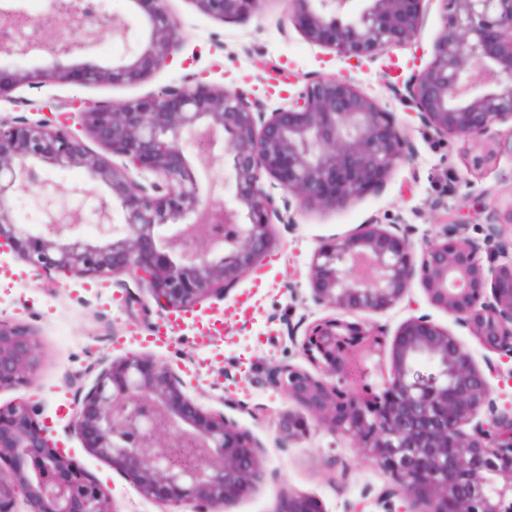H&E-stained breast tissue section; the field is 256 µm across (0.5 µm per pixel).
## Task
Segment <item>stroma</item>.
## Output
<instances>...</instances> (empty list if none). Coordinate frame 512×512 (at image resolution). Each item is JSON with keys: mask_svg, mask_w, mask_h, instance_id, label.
Returning a JSON list of instances; mask_svg holds the SVG:
<instances>
[{"mask_svg": "<svg viewBox=\"0 0 512 512\" xmlns=\"http://www.w3.org/2000/svg\"><path fill=\"white\" fill-rule=\"evenodd\" d=\"M182 25L183 47L176 61L136 85L20 87L0 101V117H30L33 102L56 104L55 125L81 133L77 113L62 111L72 99L101 102L137 98L177 83L187 74L229 88L255 91L269 108L287 105L312 78L349 74L358 87L400 116L415 153L398 165L385 188L353 200L345 208L306 212L294 225H278L279 242L257 273L244 277L223 301L208 299L203 308L216 311L226 331L209 347L196 349V325L182 326L173 345L158 348L144 338L162 320L155 303L135 287H117L112 278L83 277L56 281L35 276L13 252L0 250V318L32 327L42 360L31 395L46 416L60 420L71 413L76 386L91 385L88 366L99 356L118 359L135 351L166 359L182 377L186 394L202 409L241 404L237 418L264 445V480L247 495L227 504L224 512H274L284 492L318 497L326 512H348L358 503L374 504L393 485L391 475L358 454L348 439L312 429L287 448L275 445L277 418L295 403L267 385L269 370L292 364L310 370L298 342L288 335L298 321L313 322L331 311L316 306L307 273L320 240L345 236L358 225H413L415 240L436 236L441 225L463 218L471 237L484 239L488 224L512 209V152L494 139L482 142L454 138L435 142L418 119L406 114L388 85L422 70L424 58L408 48H389L374 59L345 63L333 52L309 44L294 28H280L283 0H264L258 17L221 22L197 12L192 0H170ZM410 301L361 320L394 335L407 319L428 315L436 325L454 328L452 315L432 305L422 288L410 290ZM78 461L109 491L119 512H164L144 499L120 473L86 452L77 438L67 439Z\"/></svg>", "mask_w": 512, "mask_h": 512, "instance_id": "1", "label": "stroma"}]
</instances>
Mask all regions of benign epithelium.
<instances>
[{
  "mask_svg": "<svg viewBox=\"0 0 512 512\" xmlns=\"http://www.w3.org/2000/svg\"><path fill=\"white\" fill-rule=\"evenodd\" d=\"M168 0H132L145 13L140 28L105 9L80 25L61 0H46L53 28L39 43L0 37V55H44L35 69L0 70V100L15 89L78 82L84 86L140 84L170 64L183 45L182 25ZM221 21L260 13L262 0H192ZM433 0H286L287 20L312 45L347 61L387 48H412ZM442 28L422 71L389 87L393 98L439 140L498 138L512 152V0H439ZM118 34L126 52L102 69L74 70L64 59L90 52L106 34ZM87 135L118 157L109 161L63 128L26 117L0 118V246L41 276L111 277L145 291L162 311L176 313L207 299L224 300L276 246L274 226L295 223L291 211L336 210L380 191L414 147L396 113L383 108L347 75L319 76L286 107L273 110L242 88L204 83L193 75L157 92L121 102L75 105ZM209 141L208 155L194 143ZM228 168L232 201L202 194L199 169ZM78 168L87 180L57 198L54 173ZM103 184L109 194L97 192ZM46 191L52 224L35 235L14 222L11 202L32 188ZM278 187L277 196L272 188ZM124 224H109L113 207ZM99 225L92 243L80 225ZM488 252L467 225H442L431 239H413L410 224L371 220L316 248L309 271L317 306L345 312H382L409 288L454 316L488 352L485 367L456 334L429 316H412L394 334L391 371L378 388L367 383L369 361L384 349V332L362 321L325 317L304 329L300 347L314 376L282 364L267 376L299 406L279 415L276 445L288 448L310 431L308 416L332 435L384 467L395 482L376 505L397 497L406 512H507L512 505V406L491 399L490 377L512 359V239ZM41 348L33 328L0 320V392L33 385ZM92 384L76 390L63 431L126 475L139 494L165 512H224L227 487L241 496L266 475L262 442L231 414L204 410L184 392L170 364L132 354L100 357L89 367ZM485 415H480L482 407ZM431 467L414 481L415 459ZM452 467L462 483L442 477ZM119 512L108 491L64 454L45 429L43 409L29 398L0 404V512ZM275 512H325L312 496H288Z\"/></svg>",
  "mask_w": 512,
  "mask_h": 512,
  "instance_id": "benign-epithelium-1",
  "label": "benign epithelium"
}]
</instances>
